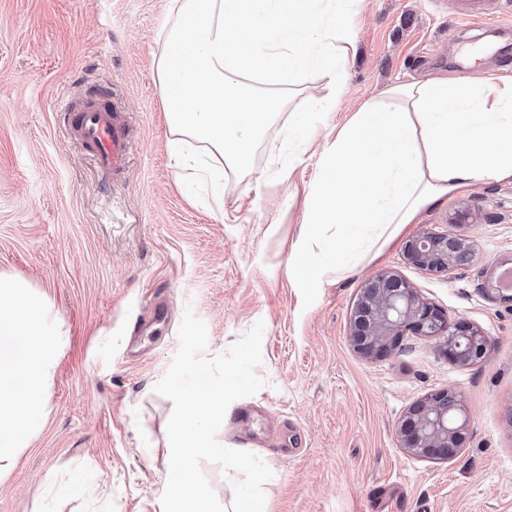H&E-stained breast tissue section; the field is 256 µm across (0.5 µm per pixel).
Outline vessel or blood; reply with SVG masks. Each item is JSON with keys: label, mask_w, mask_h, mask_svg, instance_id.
I'll return each instance as SVG.
<instances>
[{"label": "vessel or blood", "mask_w": 512, "mask_h": 512, "mask_svg": "<svg viewBox=\"0 0 512 512\" xmlns=\"http://www.w3.org/2000/svg\"><path fill=\"white\" fill-rule=\"evenodd\" d=\"M63 125L91 154L102 173H122L133 147L128 118L109 94L92 90L80 100L63 101Z\"/></svg>", "instance_id": "1"}]
</instances>
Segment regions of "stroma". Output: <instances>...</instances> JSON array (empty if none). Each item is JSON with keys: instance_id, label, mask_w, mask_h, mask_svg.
Instances as JSON below:
<instances>
[{"instance_id": "obj_1", "label": "stroma", "mask_w": 512, "mask_h": 512, "mask_svg": "<svg viewBox=\"0 0 512 512\" xmlns=\"http://www.w3.org/2000/svg\"><path fill=\"white\" fill-rule=\"evenodd\" d=\"M495 10L463 21L452 0H341L354 38L343 91L314 111L328 83L302 75L249 167L226 173L219 208L208 189H185L174 165L156 74L168 0H0V273L34 288L67 338L42 424L0 477V512H162L173 405L154 386L188 310L207 326L210 356L265 325V385L234 401L217 433L241 448L235 418L257 407L298 442L288 453L274 437L252 448L274 473L265 512H512V300L498 289L512 267V179L462 186L335 282L305 285L288 266L320 158L363 104L427 77L512 82V0ZM93 88L133 129L118 176L101 175L59 119L61 100ZM300 111L306 133L289 137ZM448 231L467 239L468 264L436 272L405 260L407 239ZM386 270L478 326L484 360L454 364L440 338L420 336L384 360L356 353L351 313ZM160 298L167 324L134 335ZM442 389L466 408L463 447L447 462L410 455L400 422ZM75 476L93 482L92 499L54 494Z\"/></svg>"}]
</instances>
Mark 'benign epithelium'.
<instances>
[{"instance_id":"1","label":"benign epithelium","mask_w":512,"mask_h":512,"mask_svg":"<svg viewBox=\"0 0 512 512\" xmlns=\"http://www.w3.org/2000/svg\"><path fill=\"white\" fill-rule=\"evenodd\" d=\"M405 258L422 268L449 269L470 260L465 240L454 234L424 233L409 240ZM443 338L448 359L462 365L481 361L489 340L476 326L451 321L447 312L425 301L408 281L390 271L370 277L350 318L354 350L370 361L400 349L404 337ZM466 411L453 391L441 390L413 404L398 430L400 447L430 459H452L466 437Z\"/></svg>"}]
</instances>
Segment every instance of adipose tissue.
I'll list each match as a JSON object with an SVG mask.
<instances>
[{
    "instance_id": "adipose-tissue-1",
    "label": "adipose tissue",
    "mask_w": 512,
    "mask_h": 512,
    "mask_svg": "<svg viewBox=\"0 0 512 512\" xmlns=\"http://www.w3.org/2000/svg\"><path fill=\"white\" fill-rule=\"evenodd\" d=\"M157 76L174 134L205 144L192 163L214 200L308 72L331 92L353 35L328 0H170ZM512 178V82L431 78L390 87L325 151L292 263L301 278L353 271L471 180ZM64 344L35 291L0 275V475L39 429Z\"/></svg>"
}]
</instances>
